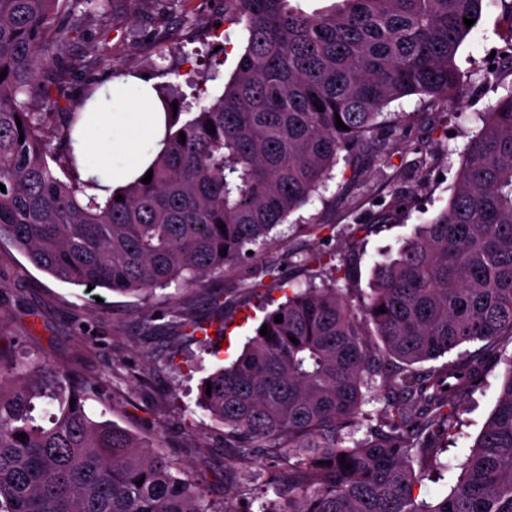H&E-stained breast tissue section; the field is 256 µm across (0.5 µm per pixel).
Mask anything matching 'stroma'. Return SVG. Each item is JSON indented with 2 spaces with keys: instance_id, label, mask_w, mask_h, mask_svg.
Wrapping results in <instances>:
<instances>
[{
  "instance_id": "35a3bbf8",
  "label": "stroma",
  "mask_w": 512,
  "mask_h": 512,
  "mask_svg": "<svg viewBox=\"0 0 512 512\" xmlns=\"http://www.w3.org/2000/svg\"><path fill=\"white\" fill-rule=\"evenodd\" d=\"M247 37L243 25L225 22L224 0H93L65 55L94 60L100 84L132 71L188 95L191 81H200L206 103L222 94ZM510 41L512 6L490 0L456 55L464 81L459 100L431 105L412 95L390 103L389 111L412 115L400 140L383 146L368 138L369 159L358 175L336 164L326 188L272 230L256 259L203 284L158 289L145 299L89 290L40 271L0 241V347L29 362L44 381L57 368L69 369L93 389L87 405L98 420L152 442L207 498L226 501L232 512H257L259 492L277 497L276 489L263 487L267 473H287L288 461L259 455L240 467L224 445L223 425L197 403L201 380L236 358L290 290L325 283L323 273L306 266L308 254L328 256L337 288L352 304L362 303L375 264L395 257L416 225L447 204L464 147L478 129L475 113L488 111L512 86V58L503 54ZM211 56L222 66L219 79L207 82L203 63ZM385 204L394 211L382 227L377 215ZM270 265L278 267L281 285L248 294ZM183 315L208 324L210 338L186 336ZM504 368L503 361L490 362L460 414L449 460L469 454L494 408Z\"/></svg>"
}]
</instances>
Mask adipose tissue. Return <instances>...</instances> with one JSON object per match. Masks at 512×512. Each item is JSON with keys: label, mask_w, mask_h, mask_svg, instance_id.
<instances>
[{"label": "adipose tissue", "mask_w": 512, "mask_h": 512, "mask_svg": "<svg viewBox=\"0 0 512 512\" xmlns=\"http://www.w3.org/2000/svg\"><path fill=\"white\" fill-rule=\"evenodd\" d=\"M73 132L82 180H96L108 197L138 180L165 147V105L152 80L136 74L111 79L89 97Z\"/></svg>", "instance_id": "adipose-tissue-1"}]
</instances>
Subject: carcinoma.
<instances>
[{
	"label": "carcinoma",
	"instance_id": "1",
	"mask_svg": "<svg viewBox=\"0 0 512 512\" xmlns=\"http://www.w3.org/2000/svg\"><path fill=\"white\" fill-rule=\"evenodd\" d=\"M89 2L72 0L61 20L58 0H0V241L59 281L147 296L253 259L338 161L355 175L368 136L402 130L409 114L384 112L389 103L460 97L463 18L480 19L485 0H342L321 14L230 0L249 37L224 93L171 118L151 182L120 201L87 194L72 152L79 113H57L72 66L63 47ZM477 119L447 206L375 265L367 301L309 285L264 317L268 335L255 331L201 381L224 447L291 460L285 503L260 512H512V356L456 485L432 502L416 494L451 468L440 455L460 406L512 337V87ZM24 374L0 356V512H230L150 442L92 417V389L70 372L42 385ZM378 376L383 421L356 440ZM41 398L55 405L48 427L32 415Z\"/></svg>",
	"mask_w": 512,
	"mask_h": 512
}]
</instances>
